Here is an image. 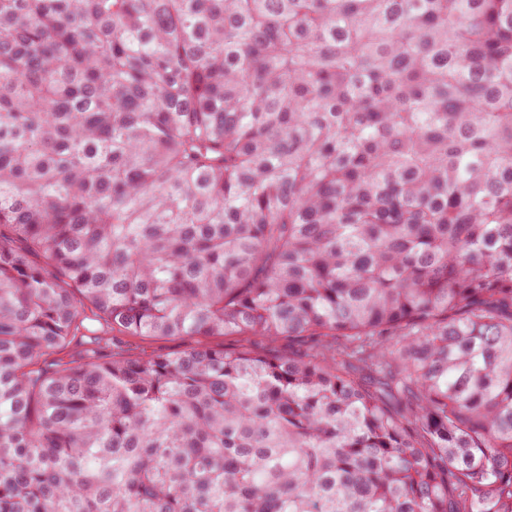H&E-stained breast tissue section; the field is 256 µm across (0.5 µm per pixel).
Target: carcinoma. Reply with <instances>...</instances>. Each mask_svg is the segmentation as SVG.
<instances>
[{
  "label": "carcinoma",
  "mask_w": 512,
  "mask_h": 512,
  "mask_svg": "<svg viewBox=\"0 0 512 512\" xmlns=\"http://www.w3.org/2000/svg\"><path fill=\"white\" fill-rule=\"evenodd\" d=\"M0 512H512V0H0Z\"/></svg>",
  "instance_id": "carcinoma-1"
}]
</instances>
